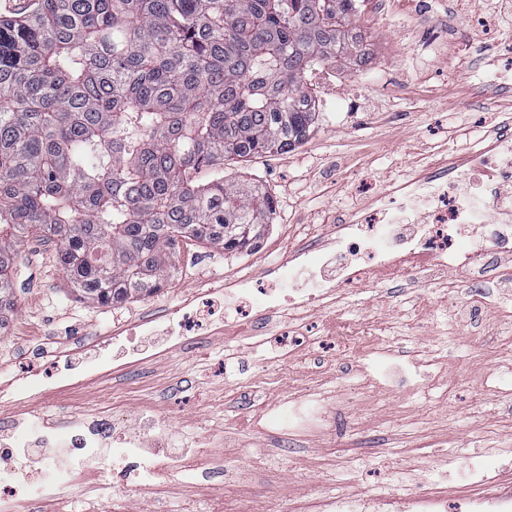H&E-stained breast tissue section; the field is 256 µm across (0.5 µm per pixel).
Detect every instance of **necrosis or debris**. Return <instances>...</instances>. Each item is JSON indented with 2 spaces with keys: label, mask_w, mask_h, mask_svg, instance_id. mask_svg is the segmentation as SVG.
<instances>
[{
  "label": "necrosis or debris",
  "mask_w": 512,
  "mask_h": 512,
  "mask_svg": "<svg viewBox=\"0 0 512 512\" xmlns=\"http://www.w3.org/2000/svg\"><path fill=\"white\" fill-rule=\"evenodd\" d=\"M466 224L486 226L483 244L460 249L459 229ZM335 248L345 259L340 279L347 287L407 279L421 272L440 274L450 268L478 270L490 254H512V137L491 139L469 161L449 162L441 176L408 183L392 194L383 193L368 216L338 226ZM329 264L324 255L312 257L303 251L289 259L267 288L257 289L250 278H240L232 284L237 296L235 309L250 313L253 322H262L275 308L280 288L294 285L298 270H322ZM100 433L95 426L74 432L73 443L82 449L83 462L75 468L49 469L35 487V494L43 498L79 481L88 465L97 460ZM115 441L113 454L127 466H136L138 456H145V443L136 433L121 430ZM145 458V471L156 475L184 464L176 453L161 461ZM468 469L482 491L464 496L463 512H512V491L496 489L483 460H471ZM400 505L406 512L448 509L443 495L430 492L402 504L366 492H340L319 502L318 512H393Z\"/></svg>",
  "instance_id": "obj_1"
}]
</instances>
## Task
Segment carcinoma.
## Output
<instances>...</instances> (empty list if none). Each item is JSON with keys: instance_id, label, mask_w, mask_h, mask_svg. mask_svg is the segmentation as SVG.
I'll list each match as a JSON object with an SVG mask.
<instances>
[{"instance_id": "obj_1", "label": "carcinoma", "mask_w": 512, "mask_h": 512, "mask_svg": "<svg viewBox=\"0 0 512 512\" xmlns=\"http://www.w3.org/2000/svg\"><path fill=\"white\" fill-rule=\"evenodd\" d=\"M359 0H30L0 15V330L20 250L73 294L156 293L180 244L255 247L276 218L224 164L310 134L313 70L372 59Z\"/></svg>"}]
</instances>
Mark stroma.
I'll list each match as a JSON object with an SVG mask.
<instances>
[{"label": "stroma", "instance_id": "stroma-1", "mask_svg": "<svg viewBox=\"0 0 512 512\" xmlns=\"http://www.w3.org/2000/svg\"><path fill=\"white\" fill-rule=\"evenodd\" d=\"M512 0H360L359 24L376 58L367 74L340 72L336 102L319 113L304 144L225 166L229 180H258L277 216L244 254L181 244L176 271L152 296L100 306L76 299L56 248L28 241L19 258L16 308L0 334V444H15L32 422L52 447L70 427L112 417L142 437L166 430V446L205 449L222 469L173 470L113 481V495L138 512H216L220 497L236 512H295L299 499L344 491L410 497L437 485L455 495L467 463L491 456L499 484L512 486V390L500 374L512 364V281L462 271L415 282L338 288L322 308L302 312L281 297L268 331L306 332L318 345L282 356L259 328L238 324L226 341L223 320L195 344L145 336L139 324L204 298L229 303L225 284L262 278L302 248H329L336 225L355 219L376 196L431 173L445 156L465 157L484 140L512 131V31L477 24ZM378 325L401 346L403 365H427L436 382L409 400L359 377L367 345L331 346L336 320ZM114 344L101 347L105 337ZM103 362L99 371L90 361ZM34 368L80 371L50 394L16 395L5 385ZM321 394L332 423L282 439L275 415ZM248 472L244 483L226 476ZM111 467L58 491L18 499L14 512H87Z\"/></svg>", "mask_w": 512, "mask_h": 512}]
</instances>
